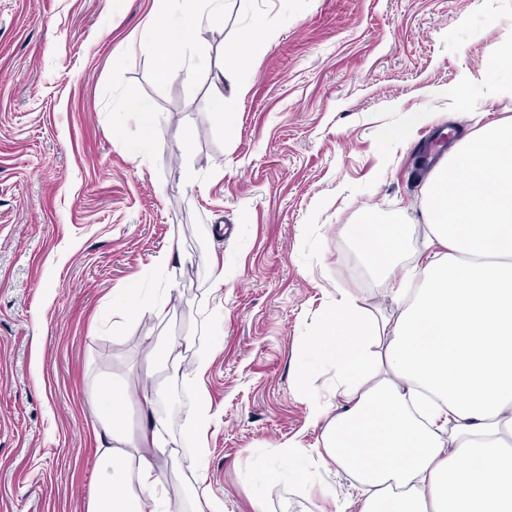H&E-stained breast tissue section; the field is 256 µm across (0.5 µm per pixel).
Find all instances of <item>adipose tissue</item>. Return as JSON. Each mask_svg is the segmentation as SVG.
<instances>
[{"label":"adipose tissue","mask_w":512,"mask_h":512,"mask_svg":"<svg viewBox=\"0 0 512 512\" xmlns=\"http://www.w3.org/2000/svg\"><path fill=\"white\" fill-rule=\"evenodd\" d=\"M154 23L160 79H190L187 47L203 49L204 32L224 15V0H164ZM267 16L224 53L217 80L236 97L253 53L278 35ZM235 97V99H236ZM235 99L213 97L215 122L232 130ZM426 256L414 263L418 286L393 291L400 312L375 314L338 292L307 349L335 372L334 404L308 399L322 425V446L292 443L283 453L291 474L312 477L303 463L328 456L360 485L353 512H512V117L488 122L457 144L427 178ZM366 258L393 267L408 240L405 225L367 215L350 229ZM210 351L199 352L192 387L197 409L187 426L198 451L189 465L203 496L211 416L203 378ZM128 388L102 378L90 399L98 444L96 487L86 512H169L158 472L169 420L159 395L144 391L152 420L127 427Z\"/></svg>","instance_id":"obj_1"}]
</instances>
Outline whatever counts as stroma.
<instances>
[{
    "label": "stroma",
    "instance_id": "1",
    "mask_svg": "<svg viewBox=\"0 0 512 512\" xmlns=\"http://www.w3.org/2000/svg\"><path fill=\"white\" fill-rule=\"evenodd\" d=\"M224 2L204 34L207 62L163 82L159 0H0V512H85L94 381L138 385L187 336L220 343L205 377L207 496L222 512H322L279 455L320 441L307 400L332 399L333 372L308 361L307 340L337 289L390 313L389 289L415 285L408 257L383 273L347 230L368 212L393 215L410 226V254L423 252L416 155L440 132L471 137L463 112L512 116V90L474 84L463 111L421 119L435 111L426 88L478 76L512 42V0ZM257 13L281 20L280 34L244 73L228 136L209 112L215 74ZM129 101L158 118L144 153L136 120L118 111ZM403 126L409 139L383 149ZM175 238L186 259L170 276L159 259ZM132 282L148 300L171 289L166 322L145 307L113 329L112 295ZM194 361L186 352L163 384L180 409L168 450L185 460ZM161 470L170 512H198L190 471Z\"/></svg>",
    "mask_w": 512,
    "mask_h": 512
}]
</instances>
